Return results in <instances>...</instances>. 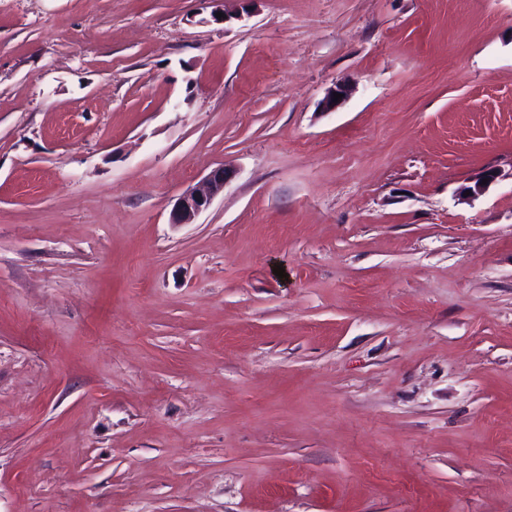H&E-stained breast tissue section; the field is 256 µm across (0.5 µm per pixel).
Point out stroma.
<instances>
[{
	"label": "stroma",
	"instance_id": "obj_1",
	"mask_svg": "<svg viewBox=\"0 0 512 512\" xmlns=\"http://www.w3.org/2000/svg\"><path fill=\"white\" fill-rule=\"evenodd\" d=\"M511 171L512 0H0V512H512ZM226 179V170L219 166L206 176L202 185L185 190L174 205L171 223L192 224L210 207L214 195L224 189Z\"/></svg>",
	"mask_w": 512,
	"mask_h": 512
}]
</instances>
